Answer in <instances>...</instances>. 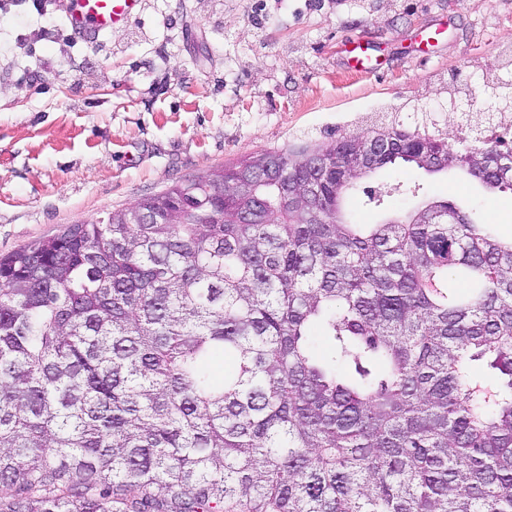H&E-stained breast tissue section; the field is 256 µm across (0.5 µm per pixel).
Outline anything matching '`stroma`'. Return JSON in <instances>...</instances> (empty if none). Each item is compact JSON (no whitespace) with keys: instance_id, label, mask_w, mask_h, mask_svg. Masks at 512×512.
<instances>
[{"instance_id":"stroma-1","label":"stroma","mask_w":512,"mask_h":512,"mask_svg":"<svg viewBox=\"0 0 512 512\" xmlns=\"http://www.w3.org/2000/svg\"><path fill=\"white\" fill-rule=\"evenodd\" d=\"M56 2L0 0V257L258 153L327 146L377 112L436 110L460 146L438 109L451 76L475 85L512 46V0H144L94 48ZM432 199L512 237V192L459 171L391 165L342 208L375 224Z\"/></svg>"}]
</instances>
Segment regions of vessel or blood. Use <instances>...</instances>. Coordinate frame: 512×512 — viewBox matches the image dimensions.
Returning <instances> with one entry per match:
<instances>
[{
  "instance_id": "vessel-or-blood-1",
  "label": "vessel or blood",
  "mask_w": 512,
  "mask_h": 512,
  "mask_svg": "<svg viewBox=\"0 0 512 512\" xmlns=\"http://www.w3.org/2000/svg\"><path fill=\"white\" fill-rule=\"evenodd\" d=\"M141 8L142 0H65L63 13L70 31L94 46L113 30L126 27Z\"/></svg>"
}]
</instances>
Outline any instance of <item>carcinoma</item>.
<instances>
[{"label":"carcinoma","instance_id":"carcinoma-1","mask_svg":"<svg viewBox=\"0 0 512 512\" xmlns=\"http://www.w3.org/2000/svg\"><path fill=\"white\" fill-rule=\"evenodd\" d=\"M504 71L497 111L462 113L472 151L392 120L1 257L0 512H512V239L448 200L340 210L379 140L359 177L403 162L512 191L487 173Z\"/></svg>","mask_w":512,"mask_h":512}]
</instances>
